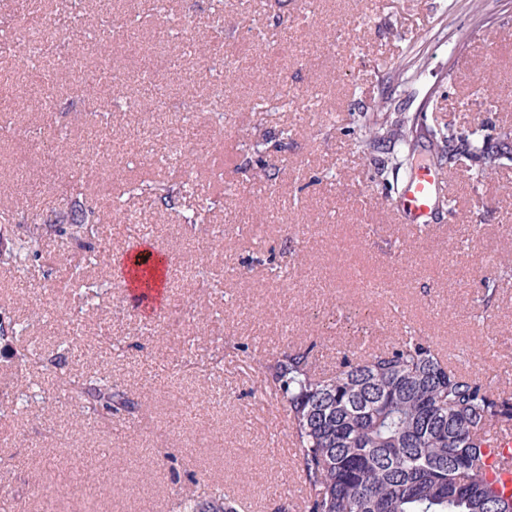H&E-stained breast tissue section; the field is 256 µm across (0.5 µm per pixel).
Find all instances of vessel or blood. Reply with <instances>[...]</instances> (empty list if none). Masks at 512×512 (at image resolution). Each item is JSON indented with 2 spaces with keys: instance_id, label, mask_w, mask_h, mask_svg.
Here are the masks:
<instances>
[{
  "instance_id": "obj_1",
  "label": "vessel or blood",
  "mask_w": 512,
  "mask_h": 512,
  "mask_svg": "<svg viewBox=\"0 0 512 512\" xmlns=\"http://www.w3.org/2000/svg\"><path fill=\"white\" fill-rule=\"evenodd\" d=\"M446 198V188L441 172L423 165L411 172L399 192L403 223L418 227L430 224L440 202Z\"/></svg>"
}]
</instances>
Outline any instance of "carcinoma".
Here are the masks:
<instances>
[{
    "label": "carcinoma",
    "mask_w": 512,
    "mask_h": 512,
    "mask_svg": "<svg viewBox=\"0 0 512 512\" xmlns=\"http://www.w3.org/2000/svg\"><path fill=\"white\" fill-rule=\"evenodd\" d=\"M14 57L24 62L39 48L18 35ZM452 127L432 136L434 149L454 167L465 157L477 163L475 175L512 160V148L492 145ZM414 127L397 120L388 127L366 125L361 142L375 150L384 143L400 146L375 165L372 178L399 181L407 172L406 147ZM164 205L181 193L172 184L136 186ZM62 207L37 216L23 234L0 249V267L17 272L41 257L48 232L74 241L95 239L108 214L67 196ZM121 277H134L144 287L154 278L149 258L127 249ZM41 312L64 323L69 341L55 346L12 351L17 367L35 365L43 375V403L56 405V390L65 381L70 358L91 350L85 342L81 311L60 304L42 308L37 292L23 295ZM266 382L286 404L296 447V464L304 487V512H512V497L487 478L486 448L498 431L512 427V394L496 393L469 372L443 359L429 340L412 331L365 355L343 353L336 372L320 376L308 349L289 348L265 365ZM70 400L91 414H112L134 405L126 393L104 377L69 382ZM180 512H238L221 496L186 499Z\"/></svg>",
    "instance_id": "carcinoma-1"
}]
</instances>
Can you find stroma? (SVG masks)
Returning <instances> with one entry per match:
<instances>
[{
    "instance_id": "35a3bbf8",
    "label": "stroma",
    "mask_w": 512,
    "mask_h": 512,
    "mask_svg": "<svg viewBox=\"0 0 512 512\" xmlns=\"http://www.w3.org/2000/svg\"><path fill=\"white\" fill-rule=\"evenodd\" d=\"M145 5L112 0L107 43L96 38L101 0H86L79 26L48 10L44 24L78 66L55 70L39 108L22 92L33 65L0 53V211L10 212L17 235L73 182L80 201L111 211L109 255L89 262L87 246L52 235L40 265L60 282L84 262L99 296L88 302L69 287L59 300L86 304L87 339L98 341L106 327L122 344L112 383L134 402L108 421L71 401L0 416V512H44L43 486L56 489L57 512H83L91 497L100 512H174L177 499L215 492L238 512H275L285 502L303 512L291 423L263 372L289 345L310 349L332 371L343 353L412 330L491 389L512 393V271L499 264L512 255V161L477 178L472 161L449 166L418 138L411 162L451 171L453 188L451 210L420 229L395 222V192L371 181L359 131L365 121L401 115L424 130L451 124L481 129L493 144L512 139V105L490 100L512 91V0H165L164 10L128 28V16ZM260 31L266 41L258 48ZM129 38L143 48L213 40L222 55L186 53L151 76L132 59L115 76L96 69L109 45ZM396 63L408 83L393 72ZM229 66L235 74H226ZM283 89L278 109L238 108ZM219 93L223 117L190 112L184 122L186 131L206 133L212 156L189 150L185 131L173 141L187 147V164L161 162L143 138L151 99L174 112ZM383 98L390 111H372ZM106 124L125 152L86 174L83 156ZM285 129L286 147L269 146ZM25 136L41 159L19 169L10 144ZM61 137L70 152L56 150ZM259 161L272 180L252 178ZM160 180L199 185L209 212L194 230L176 216L191 198L173 210L153 205V250L180 282L147 314L113 257L137 238L122 220L143 205L126 196L128 184ZM258 199L274 214L269 222L254 208ZM488 277L496 286L487 299ZM0 313L25 322L29 340L67 334L59 323L46 328L10 289L0 292ZM256 470L265 479L248 487ZM113 472L117 486L98 483Z\"/></svg>"
}]
</instances>
